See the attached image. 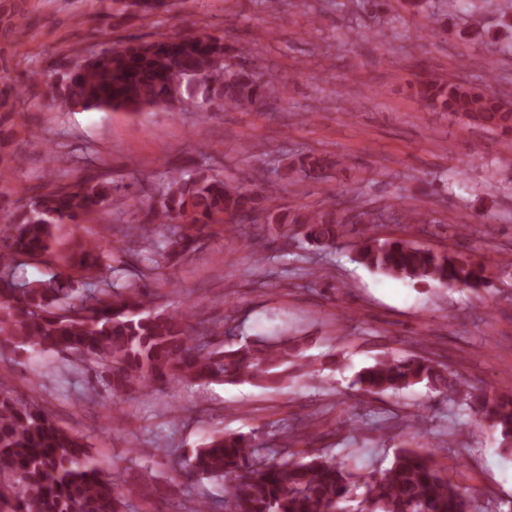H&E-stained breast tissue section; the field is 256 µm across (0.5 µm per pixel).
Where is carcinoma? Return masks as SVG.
Here are the masks:
<instances>
[{"mask_svg": "<svg viewBox=\"0 0 512 512\" xmlns=\"http://www.w3.org/2000/svg\"><path fill=\"white\" fill-rule=\"evenodd\" d=\"M248 51L224 39L173 35L152 41H106L99 53L35 71L28 76L44 86L53 105L90 109L139 110L168 105L178 88L213 110L238 109L265 98L264 75L256 65L234 68L231 60ZM419 97L444 109L492 126L512 123L503 100L482 90L435 79L418 83ZM332 165L309 154L299 169L313 175ZM253 188L231 185L205 168L179 172L157 198L141 206L129 237L152 243L162 224L186 229L165 242L167 261L197 250L214 224L250 221L262 200L275 192L263 173L251 176ZM129 186L99 175L64 185L43 186L12 213L0 232V369L8 371L9 351L29 347L38 354H63L71 372H95L118 396L136 385L172 388L184 382L251 383L288 386L311 375L305 342L290 336H258L234 349L211 347L196 338L186 311L157 312L145 284L110 283L102 271H117L112 246L88 240L69 254L62 271L47 280L21 282L12 266L21 258L48 251L52 228L77 224L112 204ZM285 228L297 224L304 241L323 250L366 212L331 205L317 211L269 216ZM355 261L374 273L446 288L484 284L483 265L448 248L437 252L404 237L364 238ZM358 390L378 395L424 384L446 397L461 394L475 413L474 424L512 439V393L469 389L460 378L424 356L385 355L361 369ZM188 480L226 479L229 512H351L354 474L342 462L317 451L293 458L288 447L268 459L260 454L259 431L217 435L195 449L179 466ZM124 490L105 476L103 461L89 452L84 437L61 426L38 403L0 382V512H121ZM356 512H468L460 488L428 458L403 446L389 468L366 483Z\"/></svg>", "mask_w": 512, "mask_h": 512, "instance_id": "1", "label": "carcinoma"}]
</instances>
